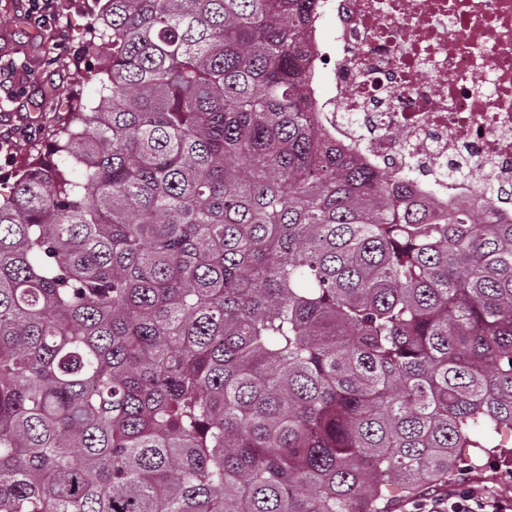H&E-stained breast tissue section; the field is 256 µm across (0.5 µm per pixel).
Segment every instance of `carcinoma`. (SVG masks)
Masks as SVG:
<instances>
[{
	"label": "carcinoma",
	"mask_w": 512,
	"mask_h": 512,
	"mask_svg": "<svg viewBox=\"0 0 512 512\" xmlns=\"http://www.w3.org/2000/svg\"><path fill=\"white\" fill-rule=\"evenodd\" d=\"M320 0H105L0 199V512H391L512 432V218L303 87Z\"/></svg>",
	"instance_id": "carcinoma-1"
}]
</instances>
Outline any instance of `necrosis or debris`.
Listing matches in <instances>:
<instances>
[{
	"label": "necrosis or debris",
	"instance_id": "necrosis-or-debris-1",
	"mask_svg": "<svg viewBox=\"0 0 512 512\" xmlns=\"http://www.w3.org/2000/svg\"><path fill=\"white\" fill-rule=\"evenodd\" d=\"M330 42L322 125L377 165L411 171L424 200L512 214V0H323ZM457 164L502 186L483 194Z\"/></svg>",
	"mask_w": 512,
	"mask_h": 512
}]
</instances>
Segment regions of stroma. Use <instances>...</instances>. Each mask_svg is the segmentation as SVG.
<instances>
[{
  "label": "stroma",
  "mask_w": 512,
  "mask_h": 512,
  "mask_svg": "<svg viewBox=\"0 0 512 512\" xmlns=\"http://www.w3.org/2000/svg\"><path fill=\"white\" fill-rule=\"evenodd\" d=\"M99 15L97 0H63L60 25L69 48L61 55L51 35L25 18L19 0H0V65L14 72L13 96L0 90V133L10 138L9 147L0 149V188L10 189L30 152L48 148L55 115L96 99L100 56L88 49L84 32L98 25ZM77 67L83 79L74 93L69 78ZM466 487L512 502V437L502 436L496 448L464 449L448 482L424 495L444 498Z\"/></svg>",
  "instance_id": "stroma-1"
}]
</instances>
